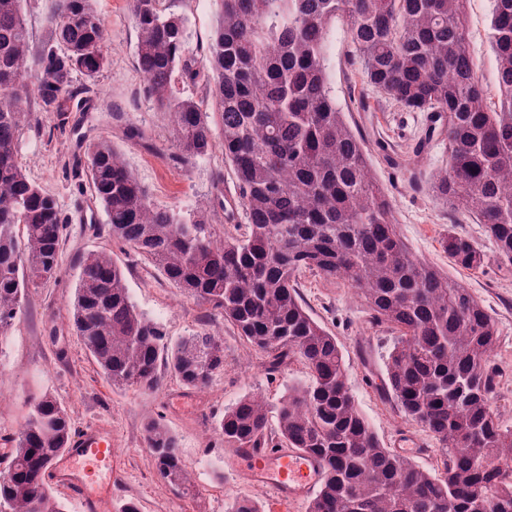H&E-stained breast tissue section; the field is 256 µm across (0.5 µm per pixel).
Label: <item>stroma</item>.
<instances>
[{"instance_id": "obj_1", "label": "stroma", "mask_w": 512, "mask_h": 512, "mask_svg": "<svg viewBox=\"0 0 512 512\" xmlns=\"http://www.w3.org/2000/svg\"><path fill=\"white\" fill-rule=\"evenodd\" d=\"M169 11L185 15L191 47L206 50L216 23V0H167ZM111 46L108 65L93 81L94 103L80 113L51 117L41 131L25 132L18 159L28 177L49 189L66 218L60 249L59 281L28 289L23 309L7 340L0 343V446L20 430L33 397L53 393L69 410L75 431L104 425L112 431V497L97 512H117L127 501L140 512H226L232 499L251 497L263 512H307L306 505H275L269 491L246 485L230 463L231 449L215 430L226 408L248 394L279 405L288 389L308 383L300 364L269 375L265 356L245 343L211 304L175 288L158 270L112 238L101 205L70 164L76 136L106 139L122 153L128 169L152 200L203 217L216 236L245 224V208L232 166L221 146L187 164L177 163L179 148L168 113L158 111L143 93L144 78L135 63L136 32L130 0H94ZM491 0H467L466 22L477 76L489 100H496V60L489 43ZM331 95L352 130L363 136L374 178L391 202L397 230L411 250L431 266L471 289L497 320L499 338L492 362L502 375L494 407L503 427L512 428V270L494 259V246L482 225L449 214L425 186L448 162V146L437 141L419 159L421 185L401 179L393 155L409 151L427 131L426 115L410 112L373 87L351 42L345 20H337L330 39ZM140 129L129 136L128 127ZM467 236L488 261L482 271L454 266L442 248L448 233ZM92 251L112 255L126 273L137 308L159 322L170 340L207 330L224 343V372L205 390L183 386L166 375L156 388L112 386L94 364L70 326L71 299L78 262ZM300 295L311 316L332 332L344 355L347 384L359 411L385 447L397 436L418 442L419 467L440 473L441 443L408 421L390 397L372 385L384 372L394 344L390 330L369 322V312L353 288L307 273ZM156 418L178 438L192 489L180 494L155 476L148 464L144 424Z\"/></svg>"}]
</instances>
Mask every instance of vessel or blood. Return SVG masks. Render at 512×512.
<instances>
[{"label": "vessel or blood", "mask_w": 512, "mask_h": 512, "mask_svg": "<svg viewBox=\"0 0 512 512\" xmlns=\"http://www.w3.org/2000/svg\"><path fill=\"white\" fill-rule=\"evenodd\" d=\"M112 450V435L101 427H92L73 435L63 455L53 464L58 477L70 484L75 496L95 512L98 504L112 495V468L104 466L95 474L82 473L81 466L94 452ZM235 463L254 486L268 489L282 505L307 500L323 480L321 461L296 448L282 446L264 453L249 448L237 449Z\"/></svg>", "instance_id": "vessel-or-blood-1"}]
</instances>
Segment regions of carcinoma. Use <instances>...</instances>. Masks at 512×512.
<instances>
[{
  "mask_svg": "<svg viewBox=\"0 0 512 512\" xmlns=\"http://www.w3.org/2000/svg\"><path fill=\"white\" fill-rule=\"evenodd\" d=\"M23 0H0V343L30 288L57 279L66 219L51 192L17 162V143L50 115L70 111L109 62L92 0H55L49 39L35 46ZM207 53L189 46L186 18L164 0H132L136 66L144 93L171 116L185 162L212 150L219 133L245 206V233L215 238L204 220L156 205L109 140L81 141L89 185L108 231L176 287L211 304L237 335L266 355L268 374L294 363L308 384L271 408L247 395L216 430L229 448L262 453L283 440L317 457L325 478L308 512H512V429L493 407L495 318L466 286L427 264L396 229L372 176L365 141L328 87V42L342 18L369 82L410 112L443 121L448 167L432 195L483 226L497 261L512 266V0H493L491 45L499 103L491 107L469 50L466 0H217ZM205 98H178L175 75ZM37 87L38 102L29 95ZM456 266L478 271L486 255L469 238L443 241ZM72 326L107 381L152 388L170 372L202 389L224 371L223 341L200 331L169 340L133 303L108 254L80 262ZM341 279L369 321L397 333L380 389L404 417L446 448L434 475L384 447L346 383L336 337L299 296V274ZM277 423L272 436L271 421ZM72 424L50 393L34 399L0 478V512H63L45 473L67 448ZM149 465L174 489L190 480L173 433L145 423Z\"/></svg>",
  "mask_w": 512,
  "mask_h": 512,
  "instance_id": "obj_1",
  "label": "carcinoma"
}]
</instances>
